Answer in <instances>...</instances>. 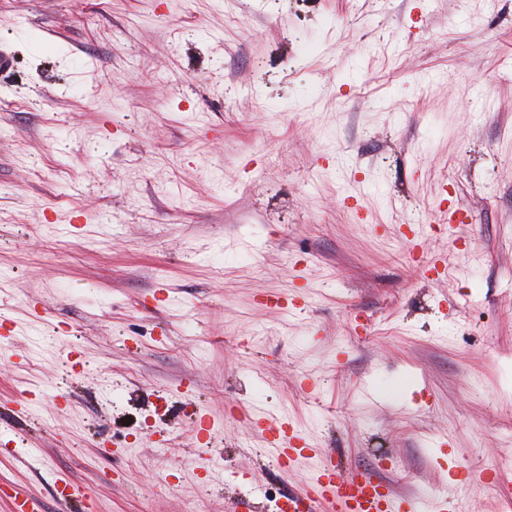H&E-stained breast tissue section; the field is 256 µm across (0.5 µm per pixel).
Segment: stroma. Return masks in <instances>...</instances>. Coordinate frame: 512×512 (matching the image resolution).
<instances>
[{
    "mask_svg": "<svg viewBox=\"0 0 512 512\" xmlns=\"http://www.w3.org/2000/svg\"><path fill=\"white\" fill-rule=\"evenodd\" d=\"M0 45V512H269L315 463L262 415L512 512V0H0ZM267 431L272 440L270 444L277 452L280 463L284 468L292 466L297 459L304 458L308 453L318 455L317 448H307L308 445L301 433L289 426V433L280 425L279 418L267 417Z\"/></svg>",
    "mask_w": 512,
    "mask_h": 512,
    "instance_id": "1",
    "label": "stroma"
}]
</instances>
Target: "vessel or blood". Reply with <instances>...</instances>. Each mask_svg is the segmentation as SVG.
Wrapping results in <instances>:
<instances>
[{"label":"vessel or blood","instance_id":"vessel-or-blood-1","mask_svg":"<svg viewBox=\"0 0 512 512\" xmlns=\"http://www.w3.org/2000/svg\"><path fill=\"white\" fill-rule=\"evenodd\" d=\"M271 444L283 467L292 466L308 454L307 443L297 429H284L279 419L267 420ZM327 501L340 512H447L444 496L401 497L377 475L342 468L334 459L323 460L317 474L295 492L289 493L282 512H312L314 503Z\"/></svg>","mask_w":512,"mask_h":512}]
</instances>
